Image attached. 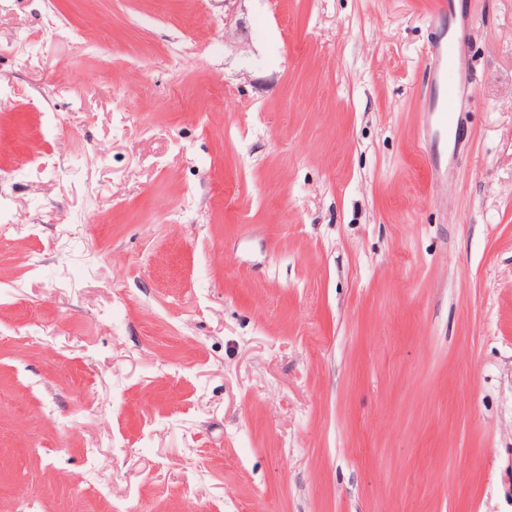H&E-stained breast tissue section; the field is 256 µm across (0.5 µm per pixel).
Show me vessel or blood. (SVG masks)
<instances>
[{"instance_id":"b4317fda","label":"vessel or blood","mask_w":512,"mask_h":512,"mask_svg":"<svg viewBox=\"0 0 512 512\" xmlns=\"http://www.w3.org/2000/svg\"><path fill=\"white\" fill-rule=\"evenodd\" d=\"M462 49L461 35L451 33L436 42L431 54L437 63L435 76L438 91L429 109L437 116V128L444 134H453L458 125L457 103L461 93L462 80L456 72L457 60Z\"/></svg>"}]
</instances>
